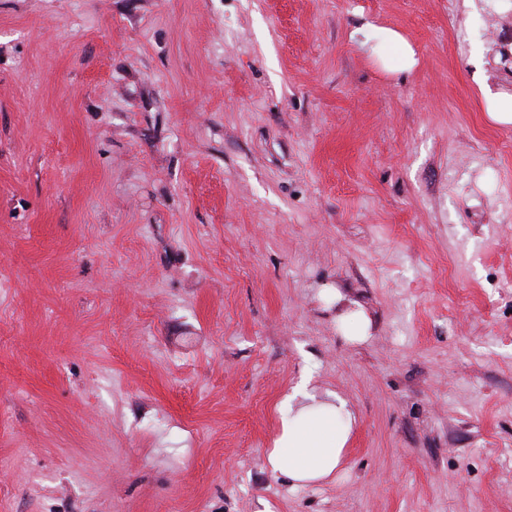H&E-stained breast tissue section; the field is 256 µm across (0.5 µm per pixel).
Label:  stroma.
<instances>
[{"instance_id":"1","label":"stroma","mask_w":512,"mask_h":512,"mask_svg":"<svg viewBox=\"0 0 512 512\" xmlns=\"http://www.w3.org/2000/svg\"><path fill=\"white\" fill-rule=\"evenodd\" d=\"M504 45L498 0H0V512H512ZM304 380L354 417L314 485ZM281 433L269 453L271 468L293 484L331 477L339 467L352 428L344 400L331 391L301 387L282 402Z\"/></svg>"}]
</instances>
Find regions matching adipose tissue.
<instances>
[{"label": "adipose tissue", "instance_id": "ef3b65f1", "mask_svg": "<svg viewBox=\"0 0 512 512\" xmlns=\"http://www.w3.org/2000/svg\"><path fill=\"white\" fill-rule=\"evenodd\" d=\"M281 433L268 460L295 484L331 477L339 467L352 428V415L335 393L298 388L282 402Z\"/></svg>", "mask_w": 512, "mask_h": 512}]
</instances>
